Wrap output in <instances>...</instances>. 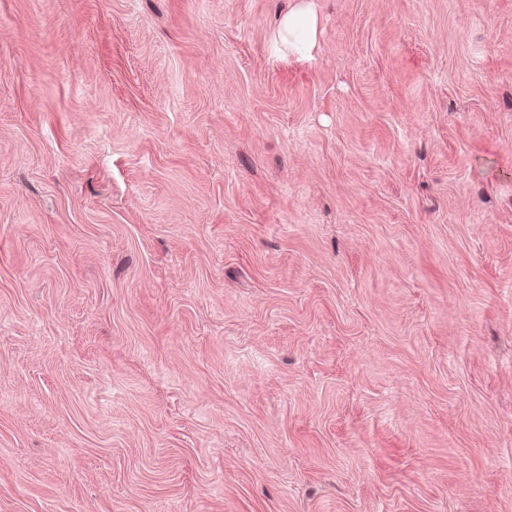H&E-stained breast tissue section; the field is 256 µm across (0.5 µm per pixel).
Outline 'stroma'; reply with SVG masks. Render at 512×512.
<instances>
[{
    "instance_id": "obj_1",
    "label": "stroma",
    "mask_w": 512,
    "mask_h": 512,
    "mask_svg": "<svg viewBox=\"0 0 512 512\" xmlns=\"http://www.w3.org/2000/svg\"><path fill=\"white\" fill-rule=\"evenodd\" d=\"M0 512H512V0H0ZM316 34V17L309 7H301L288 15L283 26V36L297 50L312 45Z\"/></svg>"
}]
</instances>
